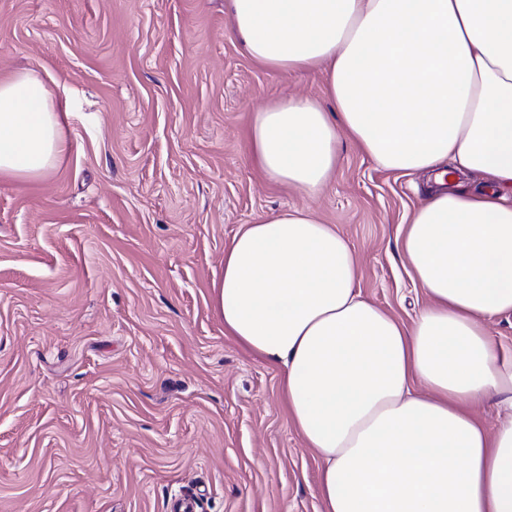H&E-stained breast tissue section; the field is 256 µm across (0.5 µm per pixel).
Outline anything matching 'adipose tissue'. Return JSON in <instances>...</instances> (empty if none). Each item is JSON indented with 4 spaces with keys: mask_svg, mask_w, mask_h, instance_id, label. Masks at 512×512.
<instances>
[{
    "mask_svg": "<svg viewBox=\"0 0 512 512\" xmlns=\"http://www.w3.org/2000/svg\"><path fill=\"white\" fill-rule=\"evenodd\" d=\"M249 58L327 72V99L255 113L267 178L319 196L339 134L381 167L483 178L437 188L400 248L428 303L411 326L365 299L347 240L310 210L246 224L210 305L225 336L281 372L288 420L321 468L322 512H512V0H226ZM67 147L29 70L0 81V177L43 179ZM495 401L500 421L477 415Z\"/></svg>",
    "mask_w": 512,
    "mask_h": 512,
    "instance_id": "ef3b65f1",
    "label": "adipose tissue"
}]
</instances>
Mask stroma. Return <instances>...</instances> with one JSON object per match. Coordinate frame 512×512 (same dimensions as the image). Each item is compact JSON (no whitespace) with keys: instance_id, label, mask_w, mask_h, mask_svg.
Wrapping results in <instances>:
<instances>
[{"instance_id":"stroma-1","label":"stroma","mask_w":512,"mask_h":512,"mask_svg":"<svg viewBox=\"0 0 512 512\" xmlns=\"http://www.w3.org/2000/svg\"><path fill=\"white\" fill-rule=\"evenodd\" d=\"M36 72L68 143L0 178V512H321L320 461L277 369L210 307L242 225L308 208L352 245L365 299L425 306L397 246L433 186L340 136L309 198L255 165V112L321 99L325 69L253 62L224 0H0V80Z\"/></svg>"}]
</instances>
